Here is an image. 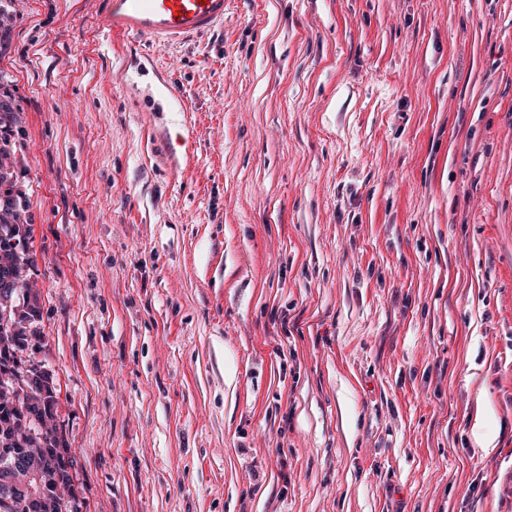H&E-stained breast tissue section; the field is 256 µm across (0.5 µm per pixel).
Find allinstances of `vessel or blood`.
<instances>
[{
  "label": "vessel or blood",
  "instance_id": "obj_1",
  "mask_svg": "<svg viewBox=\"0 0 512 512\" xmlns=\"http://www.w3.org/2000/svg\"><path fill=\"white\" fill-rule=\"evenodd\" d=\"M226 0H108L103 17L123 38L126 56L211 33L224 22Z\"/></svg>",
  "mask_w": 512,
  "mask_h": 512
}]
</instances>
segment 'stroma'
Wrapping results in <instances>:
<instances>
[{"mask_svg": "<svg viewBox=\"0 0 512 512\" xmlns=\"http://www.w3.org/2000/svg\"><path fill=\"white\" fill-rule=\"evenodd\" d=\"M96 2L0 50L81 512H512V0H228L120 84Z\"/></svg>", "mask_w": 512, "mask_h": 512, "instance_id": "35a3bbf8", "label": "stroma"}]
</instances>
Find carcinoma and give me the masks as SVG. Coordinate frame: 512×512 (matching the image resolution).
<instances>
[{
    "mask_svg": "<svg viewBox=\"0 0 512 512\" xmlns=\"http://www.w3.org/2000/svg\"><path fill=\"white\" fill-rule=\"evenodd\" d=\"M6 75L0 72V159L17 148L25 135L23 112L1 92ZM18 186L14 169L0 163V310L26 307L12 326H0V387L21 388L14 400L0 403V492L12 488L20 470L39 475L36 496H12L11 506L0 512H81L76 496L66 500L58 486L73 485L70 458L60 453L67 447L52 426L57 416V391L50 374L24 380L20 377L23 352L40 335L39 298L22 291L24 273L35 267L30 223L21 219L27 201L14 200Z\"/></svg>",
    "mask_w": 512,
    "mask_h": 512,
    "instance_id": "obj_1",
    "label": "carcinoma"
}]
</instances>
